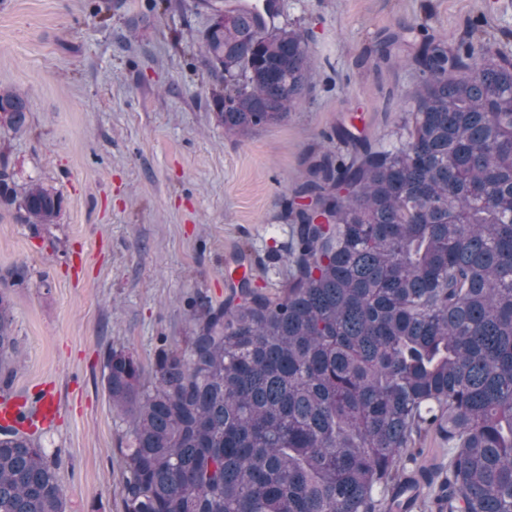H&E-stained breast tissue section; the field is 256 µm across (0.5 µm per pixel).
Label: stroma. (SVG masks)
Here are the masks:
<instances>
[{"instance_id":"obj_1","label":"stroma","mask_w":512,"mask_h":512,"mask_svg":"<svg viewBox=\"0 0 512 512\" xmlns=\"http://www.w3.org/2000/svg\"><path fill=\"white\" fill-rule=\"evenodd\" d=\"M210 18L207 0H0V87L28 107L25 132H0V163L62 199L36 232L0 203V275L20 277L5 287L16 364L0 394L59 402L41 443L66 512H122L128 423L108 398V352L150 378L241 274L282 294L285 200L323 151L348 153L337 126L393 137L419 82L417 27L512 54V0H282L277 22L305 35L314 67L283 121L239 138L200 61ZM390 33L400 43L379 60Z\"/></svg>"}]
</instances>
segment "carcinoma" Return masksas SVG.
<instances>
[{"label":"carcinoma","mask_w":512,"mask_h":512,"mask_svg":"<svg viewBox=\"0 0 512 512\" xmlns=\"http://www.w3.org/2000/svg\"><path fill=\"white\" fill-rule=\"evenodd\" d=\"M204 62L238 137L281 121L308 80L304 34L212 5ZM420 84L395 138L345 126L288 202V286L244 277L201 303L183 348L152 383L109 351L106 389L128 417L123 512H512V58L419 29ZM21 92L0 89V129H26ZM55 224L61 197L0 166V201ZM0 291V374L12 371ZM448 464L417 463L427 437ZM0 512H66L34 431L0 428Z\"/></svg>","instance_id":"cac0c4a2"}]
</instances>
